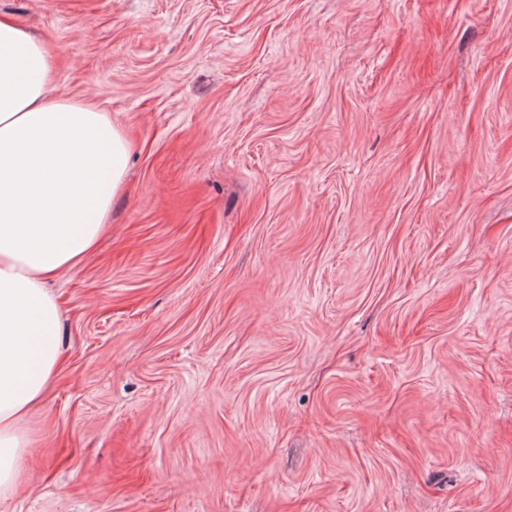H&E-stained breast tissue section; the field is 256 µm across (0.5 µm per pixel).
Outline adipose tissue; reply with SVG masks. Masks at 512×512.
Segmentation results:
<instances>
[{
	"instance_id": "ef3b65f1",
	"label": "adipose tissue",
	"mask_w": 512,
	"mask_h": 512,
	"mask_svg": "<svg viewBox=\"0 0 512 512\" xmlns=\"http://www.w3.org/2000/svg\"><path fill=\"white\" fill-rule=\"evenodd\" d=\"M57 60L0 17V494L22 478V422L55 375L59 306L49 279L105 231L131 143L90 101L47 102Z\"/></svg>"
}]
</instances>
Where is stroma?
<instances>
[{
  "label": "stroma",
  "mask_w": 512,
  "mask_h": 512,
  "mask_svg": "<svg viewBox=\"0 0 512 512\" xmlns=\"http://www.w3.org/2000/svg\"><path fill=\"white\" fill-rule=\"evenodd\" d=\"M0 14L132 144L0 512H512V0Z\"/></svg>",
  "instance_id": "1"
}]
</instances>
